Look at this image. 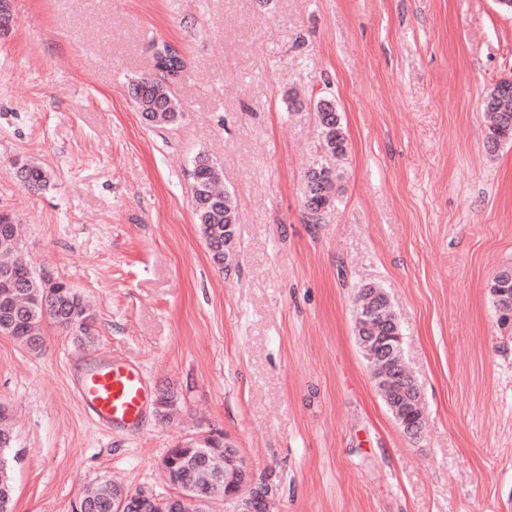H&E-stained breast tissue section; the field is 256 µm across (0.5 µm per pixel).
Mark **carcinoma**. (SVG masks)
Returning a JSON list of instances; mask_svg holds the SVG:
<instances>
[{"instance_id": "obj_1", "label": "carcinoma", "mask_w": 512, "mask_h": 512, "mask_svg": "<svg viewBox=\"0 0 512 512\" xmlns=\"http://www.w3.org/2000/svg\"><path fill=\"white\" fill-rule=\"evenodd\" d=\"M170 50V44L157 43L154 61L161 72L137 79L130 87L137 111L152 126L172 125L181 116L174 87L184 75L186 62L182 56L171 55ZM486 100L492 103V108L484 109L487 147L494 151L512 142V78L495 84ZM315 116L322 152L337 161L344 160L348 143L336 100L327 95L317 99ZM14 168L17 179L30 190L39 191L49 185L50 173L31 160L17 161ZM218 171L216 162L198 154L191 171V190L196 224L214 264L222 267L224 259L233 257L235 251L237 201L232 193L216 189ZM340 180V172L324 164L312 168L306 175L303 203L313 221H319L335 207L341 193ZM3 224L15 225L12 214L0 212V334L34 348L41 340L43 325L50 324L75 334L80 340L91 341L94 322L74 289L58 277L37 272L22 253L18 231L3 230ZM488 288L500 322H511L512 268L494 274ZM359 299L356 331L360 347L367 353L379 337L389 338L388 357L383 362H373V377L382 396L390 392L398 395L408 385L409 374L402 359L399 323L382 289L367 285L361 289ZM390 412L404 429L424 424L422 408L417 402L405 399ZM13 441L8 408L0 405V512H13L11 472L5 457ZM222 447L224 435L217 432L190 442L186 447L169 449L166 465L171 481L189 497L181 512H205L207 503L227 492L231 482L224 472V453H215V449ZM121 494L116 485L101 483L83 496L77 512H116ZM131 502L134 504L131 512H173L171 502L143 490L132 493Z\"/></svg>"}]
</instances>
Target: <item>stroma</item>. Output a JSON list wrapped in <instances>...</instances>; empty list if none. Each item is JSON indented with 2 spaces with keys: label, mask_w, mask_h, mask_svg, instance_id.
Here are the masks:
<instances>
[{
  "label": "stroma",
  "mask_w": 512,
  "mask_h": 512,
  "mask_svg": "<svg viewBox=\"0 0 512 512\" xmlns=\"http://www.w3.org/2000/svg\"><path fill=\"white\" fill-rule=\"evenodd\" d=\"M0 36V211L25 256L94 315L92 345L47 325L0 335L13 512H73L114 480L169 492V448L223 432L277 512H512V324L487 283L512 267V143L486 147L484 98L512 77L496 0H13ZM186 60L180 122L150 127L128 84L157 42ZM297 93L286 106L287 90ZM335 98L343 193L312 221L314 103ZM237 200L219 268L195 221L197 153ZM52 174L33 193L20 159ZM384 289L424 426L407 434L355 335ZM139 364L171 423L96 422L75 384L90 353Z\"/></svg>",
  "instance_id": "stroma-1"
}]
</instances>
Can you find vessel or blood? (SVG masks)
Segmentation results:
<instances>
[{"mask_svg":"<svg viewBox=\"0 0 512 512\" xmlns=\"http://www.w3.org/2000/svg\"><path fill=\"white\" fill-rule=\"evenodd\" d=\"M77 394L83 408L100 424L133 427L146 413L149 390L140 365L102 356L83 368Z\"/></svg>","mask_w":512,"mask_h":512,"instance_id":"b4317fda","label":"vessel or blood"}]
</instances>
